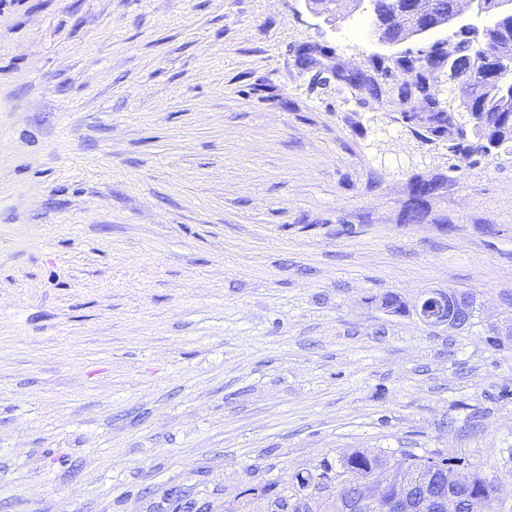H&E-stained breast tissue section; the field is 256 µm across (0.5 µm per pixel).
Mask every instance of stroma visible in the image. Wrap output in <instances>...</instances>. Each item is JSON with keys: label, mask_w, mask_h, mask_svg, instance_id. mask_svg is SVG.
<instances>
[{"label": "stroma", "mask_w": 512, "mask_h": 512, "mask_svg": "<svg viewBox=\"0 0 512 512\" xmlns=\"http://www.w3.org/2000/svg\"><path fill=\"white\" fill-rule=\"evenodd\" d=\"M370 0H0V512H253L358 449L512 512V143L302 69ZM438 183L424 219L402 210ZM476 297L459 330L426 293ZM406 308L380 306L385 294Z\"/></svg>", "instance_id": "stroma-1"}]
</instances>
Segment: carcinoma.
I'll list each match as a JSON object with an SVG mask.
<instances>
[{
  "mask_svg": "<svg viewBox=\"0 0 512 512\" xmlns=\"http://www.w3.org/2000/svg\"><path fill=\"white\" fill-rule=\"evenodd\" d=\"M435 28H450L455 26V0H436ZM457 27V26H455ZM458 41L448 43H433L420 59H397L396 68L414 77L389 91L398 101L410 99L425 105L429 112V127L427 131L436 138H446L452 151L489 153L504 144L512 143V82H497L481 80L466 82L459 86L461 103L468 107L470 103L480 104V110L473 113L468 126L462 127L456 123L453 112H447L439 107V102L429 87L427 72L433 58L442 56L448 58V65L464 66L475 74L488 69V59L499 53H512V22L508 21V13L502 11L497 22L483 29L471 25H460L452 32ZM336 80L358 90L367 91L372 97H377V87L365 78H358L343 70H336ZM433 189L423 185L417 187L413 194L418 200L413 210L405 216L404 221L414 224L424 217L423 204ZM436 463L431 458L409 456L400 463H393L383 452L358 450L345 457L340 463V470L335 472L339 478V491L344 500H349L356 493V483L364 481L376 474L397 472L395 482L381 500L376 512H393L391 502L394 499L412 498L417 484L427 473L430 465ZM332 466L324 463L319 472L308 471L296 475L293 486V496L303 497L305 491L315 484L329 479ZM464 480L461 486L462 498L458 501L460 512H477L473 505L475 500L493 491V486L479 472L470 471L464 467L461 470Z\"/></svg>",
  "mask_w": 512,
  "mask_h": 512,
  "instance_id": "obj_1",
  "label": "carcinoma"
}]
</instances>
